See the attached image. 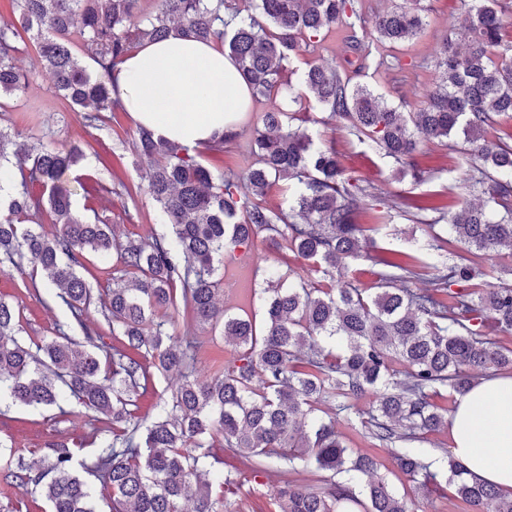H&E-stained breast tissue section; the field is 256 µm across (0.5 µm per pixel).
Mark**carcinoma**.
Here are the masks:
<instances>
[{"mask_svg":"<svg viewBox=\"0 0 512 512\" xmlns=\"http://www.w3.org/2000/svg\"><path fill=\"white\" fill-rule=\"evenodd\" d=\"M15 2V18L0 21V110L30 84L16 58L33 41L54 94L90 124L101 123L104 113L120 109L112 72L122 59L140 43L180 31L222 45L254 97L286 94L299 105L313 97L327 120L383 151L404 177H423L414 161L415 134L440 142L461 138L454 147L483 198L448 223L427 227L433 240L463 249L433 263L419 248L378 254L368 291L345 279L350 262L377 249L355 222L366 189L348 176L335 147L316 145L307 129L292 125L300 116L279 104L253 127L255 162L243 177L232 170L215 174L200 162V151L137 127L133 155L171 236L126 242L73 208L75 191L63 176L83 160L80 148L16 145L0 132V162L20 175L15 195L0 202V263L27 264L57 288L86 336L79 342L62 331L26 344L19 338L20 312L0 298V398L51 408L67 391L112 421V441L86 467L110 489L112 512H188L190 504L193 512H217L213 483L227 486L231 479L218 472L209 480L191 453L214 447L217 435L257 473L273 467L330 473L318 489L285 482L275 499L279 512H408L405 497L377 475V459L347 447L333 418L319 415L320 404L345 412L350 401L375 393L369 434L390 447L412 482L427 487L437 484V473L412 443L448 423V408L436 398L465 395L475 371L512 368V349L487 333L491 324L512 331V286L482 287L484 273L472 259L512 251V133L499 129L500 117L512 114V40L503 34L512 0H463L468 24L443 35L436 91L414 112L352 83L348 58L330 68L307 63L299 88L289 75L303 48L338 25L349 30L364 68L373 45L402 43L424 29L420 0L383 12L374 31L361 36L354 0H257L247 10L240 0H154L147 14L142 0ZM76 38L94 66L76 55ZM280 180L295 186L287 211L264 201ZM46 212L53 216L49 231L41 222ZM278 237L307 264L268 271L259 331L249 316L216 306V273L225 254ZM86 252L102 258L100 272L112 276L105 308L121 346L110 354L92 349L97 329L84 318L94 294L76 267ZM419 268L430 270L432 287H413ZM179 301L191 326L219 327L238 348L208 383L194 375L203 342L190 331L170 334L157 317ZM152 368L178 374L180 383L144 426L133 407ZM7 477L40 492L51 512H94L91 489L64 446L46 468L35 471L19 459ZM448 484L478 512L487 503L495 512H512V498L470 479L454 458Z\"/></svg>","mask_w":512,"mask_h":512,"instance_id":"cac0c4a2","label":"carcinoma"}]
</instances>
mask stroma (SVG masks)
Returning a JSON list of instances; mask_svg holds the SVG:
<instances>
[{
  "instance_id": "stroma-1",
  "label": "stroma",
  "mask_w": 512,
  "mask_h": 512,
  "mask_svg": "<svg viewBox=\"0 0 512 512\" xmlns=\"http://www.w3.org/2000/svg\"><path fill=\"white\" fill-rule=\"evenodd\" d=\"M422 4L427 9V26L409 43L395 48L386 44L380 46L376 64L357 77L358 82L394 105L404 101L417 104L434 90L441 36L448 29L461 28L465 23L460 0H422ZM350 54L345 29L336 28L327 34L320 48L304 52L295 62L293 84H301L307 62L333 64ZM38 59V51L32 45L19 55L18 65L34 71L35 77L24 93L10 100L7 112L0 114V127L17 134L22 142L37 137L59 148L81 146L85 158L67 174L68 180L77 179L83 185L82 190L75 193L76 206L94 209L101 220L112 225L118 237L137 239L167 233V226L159 222L155 203L139 188L140 172L132 155L136 125L129 113H113L105 127H89L82 113L69 111L56 98L49 78L38 72ZM308 130L316 144L335 142L348 173L360 184L369 186V195L360 201L357 220L362 224L380 225L377 240L382 248L408 252L415 243L427 242L426 226L418 224L414 218V201L428 197L450 213L474 197L461 156L451 147L421 139L416 161L425 171V180L415 184L397 179L393 159L360 142L346 129L312 123ZM200 161L217 173L228 169L245 172L254 162L249 132H242L223 153L202 151ZM97 182L107 186L108 191L95 199L86 189ZM124 185L133 187L132 196L120 194L119 189ZM253 253L251 266L225 278L218 299L233 312L247 313L260 323L264 320V309L258 291L264 286L265 268L270 265L296 267L300 261L284 243L270 240H257ZM30 280L28 271L0 264V297L19 310L23 340L40 342L53 338L58 326L70 323L71 313L51 286L42 284L37 290H26L25 285ZM371 404L372 399L367 396L356 401L354 412L337 415L336 428L343 441L360 453L375 456L379 475L411 501L414 512H474L472 506L457 498L445 485L448 478L445 462L451 455L447 428L429 434L424 442L428 455L438 461L440 485L418 489L397 469L390 452L379 446L364 427L363 417ZM98 418L97 412L71 396L50 409L23 408L0 402V442L9 447L8 452L0 454V478L20 458L36 469L46 466L60 446L68 447L75 461H90L102 440ZM204 463L206 470L224 473L232 480L230 486L213 489L219 512H275L274 498L285 480L279 470L272 468L261 475H253L246 459L219 447Z\"/></svg>"
}]
</instances>
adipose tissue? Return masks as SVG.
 Masks as SVG:
<instances>
[{"label":"adipose tissue","mask_w":512,"mask_h":512,"mask_svg":"<svg viewBox=\"0 0 512 512\" xmlns=\"http://www.w3.org/2000/svg\"><path fill=\"white\" fill-rule=\"evenodd\" d=\"M113 78L136 124L188 148L237 127L250 106L249 87L224 49L179 32L134 49ZM448 431L471 478L512 494V374L480 379L458 399Z\"/></svg>","instance_id":"ef3b65f1"}]
</instances>
